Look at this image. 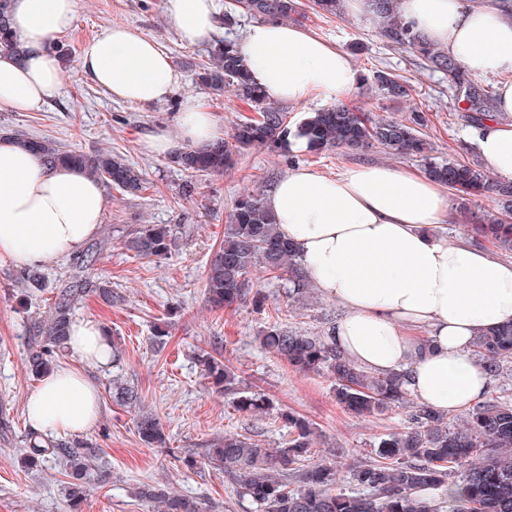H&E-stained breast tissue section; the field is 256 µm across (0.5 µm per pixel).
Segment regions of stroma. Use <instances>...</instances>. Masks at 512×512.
Segmentation results:
<instances>
[{
    "label": "stroma",
    "mask_w": 512,
    "mask_h": 512,
    "mask_svg": "<svg viewBox=\"0 0 512 512\" xmlns=\"http://www.w3.org/2000/svg\"><path fill=\"white\" fill-rule=\"evenodd\" d=\"M115 24L137 28L167 52L181 76L177 100L144 108L112 98L80 74L77 61L83 44ZM300 24L348 52L363 77L384 69L413 88L411 101H392L363 81L347 97V104L376 118L394 119L406 115L411 105L427 108L425 134L440 158L455 154L460 143L472 142L466 113L450 97L442 74L425 69L413 54L387 44L366 18L348 13L326 18L309 8ZM56 43L69 51L61 66L58 95L36 112L0 110V135L48 138L89 154L109 149L125 155L144 172L146 189L139 195L105 186L107 205L95 237L103 253L92 274L111 281L125 301L108 307L87 300L76 318L97 322L110 331L123 353L125 376L137 385L145 409L160 418L169 439L165 449L144 446L133 427L134 409L113 401L105 387L111 367L86 368L88 379L100 390V413L85 436L102 449L110 474L94 485L82 512H151L134 490L139 484L158 482L198 498L206 503V512H254L251 500L223 472L209 467L190 470L183 464L184 457L202 454L227 431L255 434L269 448L281 447L288 435L273 416L239 414L232 396L208 384L194 353L212 349L217 337L222 340L221 355L242 378V389L263 393L307 418L313 425L316 457L339 456L338 486L355 490L350 469L373 461L379 441L407 425L408 406L399 404L374 417L349 414L337 404L327 376L294 371L284 359L260 347L258 334L273 323L311 334L326 332L344 313L338 303L316 290L305 300L291 302L287 282L263 273L259 276L266 296L263 308L243 304L215 309L205 294L208 262L224 239L232 204L244 189L268 194L279 178L297 167L333 176L357 164L417 170L418 159L376 147L319 155L255 148L239 156L232 173L199 180L186 196L182 193L186 174L167 157L151 152L148 136L160 127L175 131L178 100L185 96L200 98L225 133L238 117L251 113L231 94L216 96L199 84L196 66L207 56L205 47L180 40L164 0H76L74 26ZM448 206L451 219L440 232L452 243L466 238L467 223L489 218L499 209L489 196L463 206L452 195ZM145 224L171 228L177 247L169 259L155 263L126 248V240ZM12 274V268H0V412L6 413L11 425L9 435H0V512H64L60 467L49 462L29 470L20 463L21 440L29 429L25 405L37 385L24 362L25 336L47 301L25 303ZM159 327L170 331L168 344L161 350L152 343Z\"/></svg>",
    "instance_id": "1"
}]
</instances>
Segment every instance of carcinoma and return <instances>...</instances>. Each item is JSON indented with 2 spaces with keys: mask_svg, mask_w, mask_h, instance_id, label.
I'll list each match as a JSON object with an SVG mask.
<instances>
[{
  "mask_svg": "<svg viewBox=\"0 0 512 512\" xmlns=\"http://www.w3.org/2000/svg\"><path fill=\"white\" fill-rule=\"evenodd\" d=\"M394 2L371 0L373 10L385 19L379 35L394 47L410 50L426 67L443 73L457 102L465 104V110L471 113L472 128L494 117L488 110L491 91L474 83L456 59L402 22L395 13ZM299 9V0H233L224 10V29L234 30L245 16L296 22ZM0 50L20 52L11 34L8 0H0ZM196 75L216 95L230 89L256 115L238 120L229 139L187 147L172 158V163L188 176L187 193L195 188L193 178L222 176L234 169L242 151L254 147L286 149L290 140L297 138L306 141L307 151L312 154L377 144L391 153L414 155L421 159L431 178L455 190L461 199L491 194L503 207L512 208V179L494 178L480 164L431 156V147L422 136L426 115L418 107L412 108L407 117L392 120L375 119L340 103L310 112L293 125L288 112L271 103L253 81L238 43L229 37L210 47L207 60L198 65ZM373 79L377 90L389 98L411 96L410 86L391 73L377 70ZM14 140L47 165L77 167L128 195L136 196L144 189L139 169L110 150L89 155L61 148L50 139L18 134ZM467 232L475 240H487L512 251L509 222L493 219L469 224ZM130 244L131 250L143 258L164 259L171 254L175 239L167 226L147 224ZM257 267L279 277L287 276L288 298L295 301L308 293L309 281L302 264L295 250L279 236L275 216L265 206L264 197L245 190L234 200L228 224L224 225V244L210 259L205 287L208 301L231 308L250 299L255 306H263L264 295L251 277ZM16 280L31 296L47 285L44 271L37 266L17 271ZM88 297L111 307L125 301L112 282L79 272L55 287L48 310L31 323L25 343L27 370L34 379L53 372L60 355L69 351L75 311ZM258 340L294 370L327 375L333 382L336 401L350 413L372 416L407 400L402 374L365 371L326 336L273 324L261 332ZM109 349L112 368L116 369L109 380L112 398L134 408L141 404V394L118 371V348L111 344ZM473 353L492 376H501L504 363L512 359V323L483 331L473 342ZM197 361L210 384L236 395L239 413L252 416L274 412L288 428L289 439L282 448H267L246 434L226 432L202 456L204 464L224 472L240 487L241 494L256 506L255 512H439L423 491L440 488L446 490L448 512H512L511 402L485 401L469 410L460 423L424 406H414L410 426L382 439L377 446V459L353 470L357 490L347 493L337 488L338 460L308 464L314 445V432L308 421L276 407L263 393L240 389L232 368L210 352L199 351ZM134 427L145 446L167 447L164 426L154 414L138 411ZM50 459L64 464L62 497L66 512H81L92 486L102 479V449L80 437L45 440L39 434L28 433L23 454L25 467H40ZM453 474L459 478L450 479ZM135 495L156 505L160 512H203L198 500L160 483L143 484L136 488Z\"/></svg>",
  "mask_w": 512,
  "mask_h": 512,
  "instance_id": "obj_1",
  "label": "carcinoma"
}]
</instances>
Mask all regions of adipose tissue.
Instances as JSON below:
<instances>
[{
    "instance_id": "1",
    "label": "adipose tissue",
    "mask_w": 512,
    "mask_h": 512,
    "mask_svg": "<svg viewBox=\"0 0 512 512\" xmlns=\"http://www.w3.org/2000/svg\"><path fill=\"white\" fill-rule=\"evenodd\" d=\"M401 17L475 77L496 79V115L475 132L476 147L500 176L512 178V0H396ZM188 45L216 35L215 0H165ZM23 54L0 52V109L35 112L61 85L50 43L75 20V0H10ZM254 81L283 103L350 95L359 74L342 49L293 23L261 21L239 45ZM80 72L112 98L147 107L175 96L181 76L169 55L138 30L115 24L81 48ZM178 138L147 144L164 155L219 137L212 112L181 100ZM281 237L298 252L321 294L343 317L330 340L355 364L405 374L407 389L432 410L464 412L487 395L491 379L472 354L482 331L512 322V262L436 229L449 218L448 189L427 175L357 165L330 177L297 168L265 200ZM106 207L99 182L74 167H50L0 139V266L39 264L79 250L98 231ZM70 350L80 368L60 367L27 400L26 418L43 436L89 429L100 411L83 365L112 360L100 325H73Z\"/></svg>"
}]
</instances>
